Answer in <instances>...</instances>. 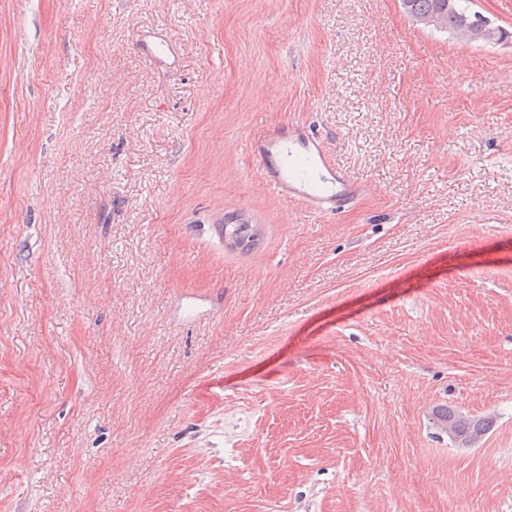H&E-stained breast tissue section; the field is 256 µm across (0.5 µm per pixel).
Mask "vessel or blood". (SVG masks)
<instances>
[{
  "instance_id": "obj_1",
  "label": "vessel or blood",
  "mask_w": 512,
  "mask_h": 512,
  "mask_svg": "<svg viewBox=\"0 0 512 512\" xmlns=\"http://www.w3.org/2000/svg\"><path fill=\"white\" fill-rule=\"evenodd\" d=\"M250 147L263 163L261 175L272 192L304 203L315 214L333 213L362 192L302 124H288L284 132L255 139Z\"/></svg>"
}]
</instances>
